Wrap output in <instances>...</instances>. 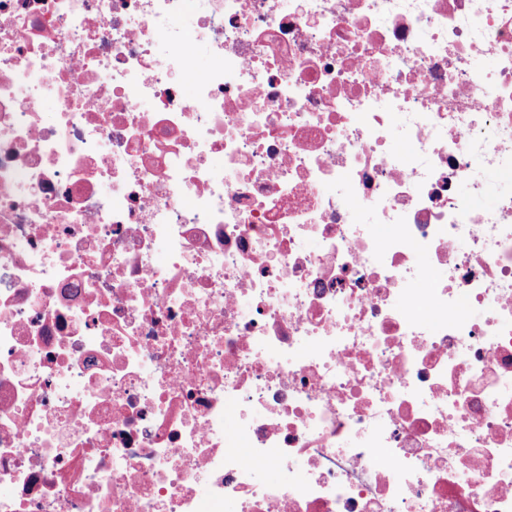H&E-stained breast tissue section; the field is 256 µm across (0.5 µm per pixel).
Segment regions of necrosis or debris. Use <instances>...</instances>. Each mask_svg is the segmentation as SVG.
<instances>
[{
	"label": "necrosis or debris",
	"instance_id": "1",
	"mask_svg": "<svg viewBox=\"0 0 512 512\" xmlns=\"http://www.w3.org/2000/svg\"><path fill=\"white\" fill-rule=\"evenodd\" d=\"M228 504L512 512V0H0V512Z\"/></svg>",
	"mask_w": 512,
	"mask_h": 512
}]
</instances>
